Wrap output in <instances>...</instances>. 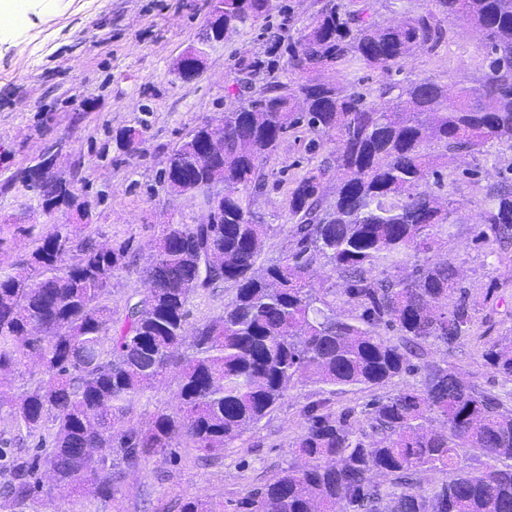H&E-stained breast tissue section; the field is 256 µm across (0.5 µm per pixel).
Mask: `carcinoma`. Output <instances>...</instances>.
I'll return each instance as SVG.
<instances>
[{
  "label": "carcinoma",
  "instance_id": "obj_1",
  "mask_svg": "<svg viewBox=\"0 0 512 512\" xmlns=\"http://www.w3.org/2000/svg\"><path fill=\"white\" fill-rule=\"evenodd\" d=\"M211 2L199 55L260 28L265 48L241 64L233 85L240 92L270 78L235 110L197 124L167 155L161 178L174 197L189 185L202 196L215 178L224 181L214 221L162 225L142 270L144 289L120 312L109 296L126 264V241L100 245L54 224L29 268L0 272V377L30 361L40 374L16 396L0 391V415L17 429L0 438V508L28 512L46 473L113 500L121 472L100 456L104 448L116 450L127 470L186 439L206 457L219 455L272 412L295 379L334 392L418 375L419 385L375 396L358 412L309 405L296 462L238 500L234 512H512V391L481 389L448 362L425 359L431 346L452 348L472 336L469 288L454 264L436 256L451 200L428 184L443 187L450 155L481 153L489 142L512 148V0H432L435 8L396 24L380 21L372 0H318L295 31L294 0ZM274 13L283 16L276 27ZM460 17L483 34L487 70L455 92L429 78L383 82L378 98L393 97L391 106L325 77L360 64L400 71L416 51L437 48L448 19ZM281 69L290 79L275 76ZM300 128L312 135L306 151L324 147L328 156L288 190L290 247L258 267L268 225L254 197L267 186L268 159ZM209 134L222 136L224 147L201 162L194 147ZM142 135L125 128L116 142L131 151ZM429 142L442 151L426 152ZM496 176L478 204L477 240L504 253L512 249V162ZM326 178L336 180L331 197L322 191ZM37 195L49 215L76 201L62 181ZM320 265L343 281L350 312H337L329 289L314 286ZM226 283L236 293L222 313L190 323L193 296ZM484 357L512 384V329ZM170 378L178 408L154 413L144 429L124 427L146 393ZM27 440L43 452L8 451ZM462 448L506 464L467 471ZM433 470L447 480L426 491L419 475ZM380 476L389 485L376 482ZM180 512L223 509L187 498Z\"/></svg>",
  "mask_w": 512,
  "mask_h": 512
}]
</instances>
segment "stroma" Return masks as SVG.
<instances>
[{
	"instance_id": "stroma-1",
	"label": "stroma",
	"mask_w": 512,
	"mask_h": 512,
	"mask_svg": "<svg viewBox=\"0 0 512 512\" xmlns=\"http://www.w3.org/2000/svg\"><path fill=\"white\" fill-rule=\"evenodd\" d=\"M209 18L210 0H30L21 24L0 29V270L26 267L38 238L51 225L83 223L99 242L130 243L129 265L113 279V305L142 290L141 270L162 224H194L203 215L200 198L170 196L160 182L168 151L202 120L234 105L226 83L235 75V62L263 49L257 31L244 32L209 46L195 80L177 79V60L196 44ZM448 27L452 37L447 43L434 53H418L402 71L385 75L360 66L332 78L374 89L388 78L425 77L451 88L479 79L487 66L482 36L462 18L449 20ZM127 127L145 130L131 152L119 150L114 141ZM61 138L67 145L56 156L54 172L85 203L84 216L73 208L43 214L39 197L14 179ZM326 155L323 149L306 152L302 142L289 136L268 160V186L253 205L269 225L260 263L287 251L292 228L288 189ZM511 163L512 148L496 143L446 170L455 206L439 252L459 267L480 306L474 340L430 352L479 387L496 392L503 391V382L490 372L483 352L487 342L512 328V263L476 242L475 203L494 183L495 166ZM472 167L481 171L480 184L462 176ZM493 284L500 301L494 309L483 303ZM417 382L404 375L372 391L347 387L330 396L323 395L320 385L292 382L278 406L222 455L202 457L187 442L175 456H151L140 469L124 472L115 500L74 494L66 507L68 512H179L186 498L217 504L240 499L292 462V446L304 430L303 409L310 402L325 400L338 413Z\"/></svg>"
}]
</instances>
